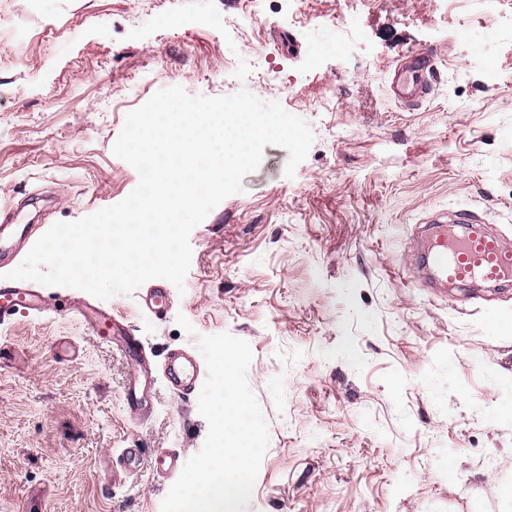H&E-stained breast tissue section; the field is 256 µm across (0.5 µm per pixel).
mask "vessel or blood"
Listing matches in <instances>:
<instances>
[{
  "label": "vessel or blood",
  "instance_id": "vessel-or-blood-1",
  "mask_svg": "<svg viewBox=\"0 0 512 512\" xmlns=\"http://www.w3.org/2000/svg\"><path fill=\"white\" fill-rule=\"evenodd\" d=\"M431 75V59L424 54L416 55L411 64L400 66L397 70L399 98L406 102L421 98L431 86ZM29 233L21 209L12 207L1 213L0 255L16 254L19 240ZM420 259L445 284L465 287L512 282V247L487 232L468 209L454 212L448 223L431 227ZM21 309L30 314L44 313L42 293L0 280V324L11 321ZM79 315L100 334L120 335L123 348L138 364L137 373L125 388V400L134 416H144L149 409L155 376L140 338L122 329L111 310L86 305L80 308ZM202 375L200 362L183 352L171 355L163 368L164 379L183 396L195 391Z\"/></svg>",
  "mask_w": 512,
  "mask_h": 512
}]
</instances>
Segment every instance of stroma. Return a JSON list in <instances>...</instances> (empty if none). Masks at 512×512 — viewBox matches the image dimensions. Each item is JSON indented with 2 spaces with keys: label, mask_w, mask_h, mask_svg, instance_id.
<instances>
[{
  "label": "stroma",
  "mask_w": 512,
  "mask_h": 512,
  "mask_svg": "<svg viewBox=\"0 0 512 512\" xmlns=\"http://www.w3.org/2000/svg\"><path fill=\"white\" fill-rule=\"evenodd\" d=\"M416 52L432 90L406 105ZM172 86L249 90L314 135L291 178L265 146L191 231L162 317L112 299L157 361L249 343L270 442L246 512H512V287L438 293L412 260L461 208L512 244V0H0V205L36 201L43 233L122 201L139 174L113 145ZM42 292L48 314L0 325V512H161L154 452L201 450L197 396L157 380L131 419L134 362L69 311L90 294ZM431 57L417 54L410 65H402L397 70L398 96L406 102L421 98L431 87Z\"/></svg>",
  "instance_id": "stroma-1"
}]
</instances>
